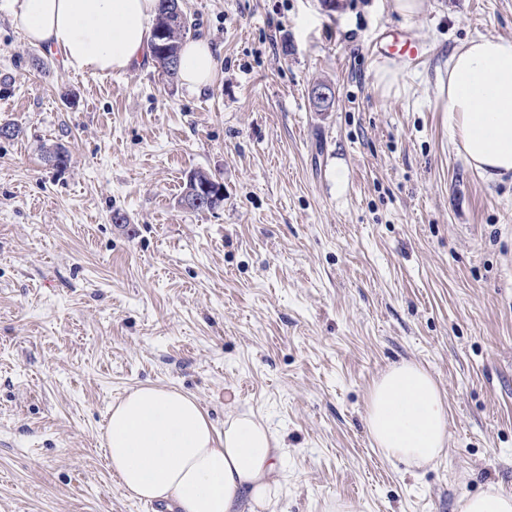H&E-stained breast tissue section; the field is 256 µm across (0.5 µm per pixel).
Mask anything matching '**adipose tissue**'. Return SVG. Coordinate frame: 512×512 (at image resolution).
<instances>
[{
	"mask_svg": "<svg viewBox=\"0 0 512 512\" xmlns=\"http://www.w3.org/2000/svg\"><path fill=\"white\" fill-rule=\"evenodd\" d=\"M28 43L61 51L66 68L108 73L151 55L156 0H0ZM216 74L210 45L180 50L179 77L191 92ZM448 131L467 163L489 181L512 173V39L477 37L448 58ZM374 448L410 468L433 465L450 438L448 403L435 378L404 361L369 391ZM108 465L126 494L178 512H268L278 498L285 443L249 412L229 413L216 431L196 397L173 388L130 390L113 404Z\"/></svg>",
	"mask_w": 512,
	"mask_h": 512,
	"instance_id": "obj_1",
	"label": "adipose tissue"
}]
</instances>
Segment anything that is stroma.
Listing matches in <instances>:
<instances>
[{"mask_svg": "<svg viewBox=\"0 0 512 512\" xmlns=\"http://www.w3.org/2000/svg\"><path fill=\"white\" fill-rule=\"evenodd\" d=\"M422 3L407 20L393 0H184L218 62L197 94L150 59L73 73L0 10V121L21 128L0 138V512H147L101 435L148 385L196 396L216 429L248 411L282 436L268 512L512 494V177L470 167L444 110L449 55L512 38V0ZM392 30L421 64L372 56ZM198 169L223 207L180 206ZM402 361L450 413L446 454L414 471L365 425Z\"/></svg>", "mask_w": 512, "mask_h": 512, "instance_id": "stroma-1", "label": "stroma"}]
</instances>
